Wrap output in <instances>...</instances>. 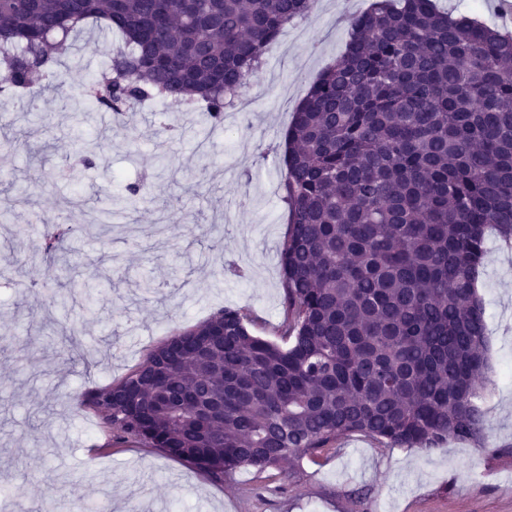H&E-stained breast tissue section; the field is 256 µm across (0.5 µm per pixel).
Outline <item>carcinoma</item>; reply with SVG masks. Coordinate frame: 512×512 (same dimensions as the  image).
<instances>
[{"instance_id": "carcinoma-1", "label": "carcinoma", "mask_w": 512, "mask_h": 512, "mask_svg": "<svg viewBox=\"0 0 512 512\" xmlns=\"http://www.w3.org/2000/svg\"><path fill=\"white\" fill-rule=\"evenodd\" d=\"M316 0H0V95L58 78L89 23L122 35L84 87L123 115L147 100L224 123L280 32ZM311 85L284 141L283 348L224 307L85 392L109 444L136 443L219 483L286 478L349 434L386 448L483 447L490 345L486 241L512 242V35L435 0H372ZM65 234L49 262L70 263ZM223 405L224 429L184 405Z\"/></svg>"}]
</instances>
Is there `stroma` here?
I'll use <instances>...</instances> for the list:
<instances>
[{"instance_id":"obj_1","label":"stroma","mask_w":512,"mask_h":512,"mask_svg":"<svg viewBox=\"0 0 512 512\" xmlns=\"http://www.w3.org/2000/svg\"><path fill=\"white\" fill-rule=\"evenodd\" d=\"M371 0H318L251 77L253 102L232 129L174 111L173 130L143 103L122 117L91 110L82 86L118 34L85 29L59 67L63 88L0 114V512H512V246L489 236L480 293L490 383L486 448H385L352 434L302 457L289 478L238 469L216 483L157 449L109 445L84 391L120 380L178 327L219 308L280 341L279 247L287 230L281 145L293 113L347 40L341 14ZM92 166H82L83 157ZM138 195H131L132 186ZM72 227L68 247L92 303H61L37 216ZM78 350L65 353L62 329Z\"/></svg>"}]
</instances>
